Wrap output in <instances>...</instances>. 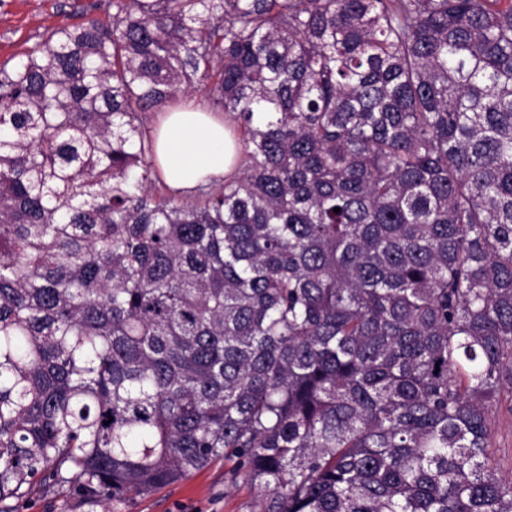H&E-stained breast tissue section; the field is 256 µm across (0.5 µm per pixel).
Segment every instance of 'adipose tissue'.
Segmentation results:
<instances>
[{
  "label": "adipose tissue",
  "instance_id": "adipose-tissue-1",
  "mask_svg": "<svg viewBox=\"0 0 512 512\" xmlns=\"http://www.w3.org/2000/svg\"><path fill=\"white\" fill-rule=\"evenodd\" d=\"M155 152L163 182L188 197L199 186L223 183L236 168L239 147L223 115L185 100L165 113Z\"/></svg>",
  "mask_w": 512,
  "mask_h": 512
}]
</instances>
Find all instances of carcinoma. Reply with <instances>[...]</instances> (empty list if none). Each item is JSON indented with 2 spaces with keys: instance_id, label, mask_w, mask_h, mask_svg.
<instances>
[{
  "instance_id": "cac0c4a2",
  "label": "carcinoma",
  "mask_w": 512,
  "mask_h": 512,
  "mask_svg": "<svg viewBox=\"0 0 512 512\" xmlns=\"http://www.w3.org/2000/svg\"><path fill=\"white\" fill-rule=\"evenodd\" d=\"M193 91L243 165L182 199L140 114ZM505 391L512 0H112L0 69V512L219 461L251 512H512ZM508 393L497 415V425L493 436V447L496 461L499 462L505 475L512 469V413L507 411Z\"/></svg>"
}]
</instances>
